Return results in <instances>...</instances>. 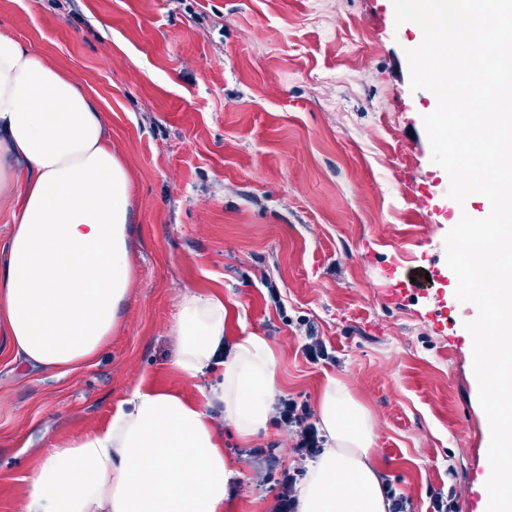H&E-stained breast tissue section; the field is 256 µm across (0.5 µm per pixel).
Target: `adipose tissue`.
Listing matches in <instances>:
<instances>
[{"label":"adipose tissue","mask_w":512,"mask_h":512,"mask_svg":"<svg viewBox=\"0 0 512 512\" xmlns=\"http://www.w3.org/2000/svg\"><path fill=\"white\" fill-rule=\"evenodd\" d=\"M0 334L28 366L92 365L130 292V172L103 99L52 58L0 31ZM223 297L184 288L171 333L175 369L199 397L135 385L101 428L52 445L18 512H224L239 466L210 409L244 438L267 431L279 391L266 339L224 354ZM324 447L297 488L298 512H390L375 424L340 382L317 406Z\"/></svg>","instance_id":"ef3b65f1"}]
</instances>
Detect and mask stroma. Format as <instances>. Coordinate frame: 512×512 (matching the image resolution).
<instances>
[{
	"label": "stroma",
	"instance_id": "obj_1",
	"mask_svg": "<svg viewBox=\"0 0 512 512\" xmlns=\"http://www.w3.org/2000/svg\"><path fill=\"white\" fill-rule=\"evenodd\" d=\"M0 30L49 56L112 109L133 173L134 284L95 364L29 368L0 342V512H17L51 445L104 426L137 381L197 397L173 368L179 294L223 295L226 344L263 336L281 394L309 405L329 380L370 412L385 480L430 512H486L490 428L472 365L473 304L449 283L445 235L460 219L411 91L393 0H0ZM407 282L392 295L388 269ZM274 282L277 296L266 284ZM314 323L333 358L301 346ZM224 432L240 474L225 512H268L252 450Z\"/></svg>",
	"mask_w": 512,
	"mask_h": 512
}]
</instances>
